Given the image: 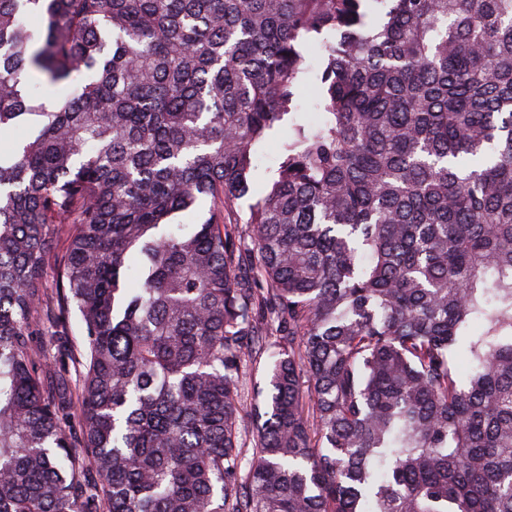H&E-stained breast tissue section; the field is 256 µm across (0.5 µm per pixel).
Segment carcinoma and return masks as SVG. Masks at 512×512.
Here are the masks:
<instances>
[{
	"instance_id": "1",
	"label": "carcinoma",
	"mask_w": 512,
	"mask_h": 512,
	"mask_svg": "<svg viewBox=\"0 0 512 512\" xmlns=\"http://www.w3.org/2000/svg\"><path fill=\"white\" fill-rule=\"evenodd\" d=\"M0 512H512V0H0ZM313 63V71L309 73L307 78L297 87L296 98L301 112L296 116L297 120L303 122L313 121L316 118V111L313 108L312 96L314 92V84L316 74L318 72V55L314 52L310 53ZM279 162L278 142L275 141L265 147L257 157L255 170L252 175L256 187L267 185ZM34 344L39 353L38 365L45 372L49 385H56L62 378H68L69 374L75 377L74 360L51 336H34Z\"/></svg>"
}]
</instances>
